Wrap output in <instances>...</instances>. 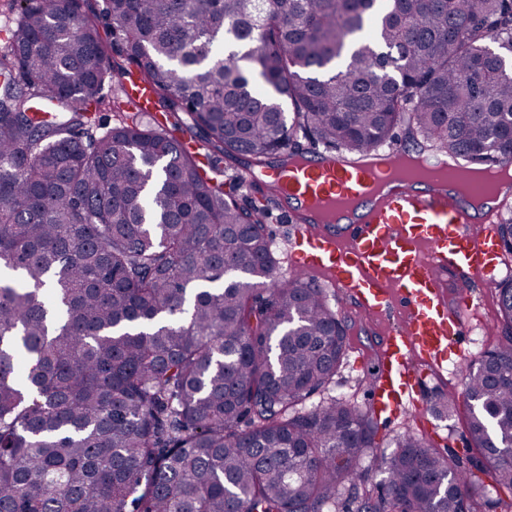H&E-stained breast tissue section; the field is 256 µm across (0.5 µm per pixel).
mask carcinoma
Listing matches in <instances>:
<instances>
[{
  "label": "carcinoma",
  "instance_id": "carcinoma-1",
  "mask_svg": "<svg viewBox=\"0 0 512 512\" xmlns=\"http://www.w3.org/2000/svg\"><path fill=\"white\" fill-rule=\"evenodd\" d=\"M21 0L0 50V512H340L377 422L343 396L327 289L280 272L267 199L198 173L181 128L117 97L112 49L202 133L211 171L304 139L361 157L409 137L512 156V0ZM290 104L287 111L284 104ZM512 254V207L500 216ZM506 342L438 408L512 493ZM365 512H472L476 475L426 440L374 455ZM109 69L115 76L105 83L103 95L105 100H112V97L123 96L121 93V79L118 78L117 71L120 67H127V63L123 56H120L115 51L110 53Z\"/></svg>",
  "mask_w": 512,
  "mask_h": 512
}]
</instances>
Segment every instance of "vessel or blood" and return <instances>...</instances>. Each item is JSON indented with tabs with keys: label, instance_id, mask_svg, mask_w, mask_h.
Returning a JSON list of instances; mask_svg holds the SVG:
<instances>
[{
	"label": "vessel or blood",
	"instance_id": "obj_1",
	"mask_svg": "<svg viewBox=\"0 0 512 512\" xmlns=\"http://www.w3.org/2000/svg\"><path fill=\"white\" fill-rule=\"evenodd\" d=\"M123 90L138 112L160 121L149 85L136 79ZM485 169L480 162L460 163L436 185L408 177L381 198L371 188L382 171L329 151L307 152L301 167L249 174L277 197L299 202L286 213L294 226L292 271L323 278L353 308L384 318L399 313L396 324L379 332L375 409L419 396L420 366L447 361L450 342L465 333L475 286L494 277L495 226L479 224L469 201L446 189L463 176L478 179ZM321 209L355 217L340 228L309 223L308 215Z\"/></svg>",
	"mask_w": 512,
	"mask_h": 512
}]
</instances>
